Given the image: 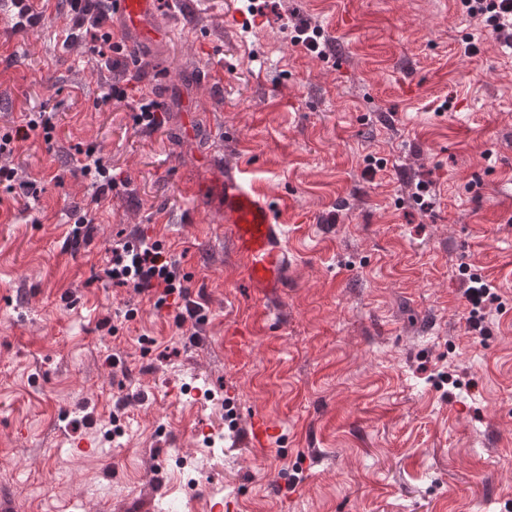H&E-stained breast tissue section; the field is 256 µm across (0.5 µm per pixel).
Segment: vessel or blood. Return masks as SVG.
<instances>
[{
	"mask_svg": "<svg viewBox=\"0 0 512 512\" xmlns=\"http://www.w3.org/2000/svg\"><path fill=\"white\" fill-rule=\"evenodd\" d=\"M157 6L158 0H112L113 21L127 45H159L176 36L173 24L160 22ZM208 188L232 234L249 287L261 299L276 293L286 282L288 270L284 226L270 197L234 168L212 177ZM277 432V425L265 415H254V447H269Z\"/></svg>",
	"mask_w": 512,
	"mask_h": 512,
	"instance_id": "1",
	"label": "vessel or blood"
}]
</instances>
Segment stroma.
<instances>
[{
  "instance_id": "obj_1",
  "label": "stroma",
  "mask_w": 512,
  "mask_h": 512,
  "mask_svg": "<svg viewBox=\"0 0 512 512\" xmlns=\"http://www.w3.org/2000/svg\"><path fill=\"white\" fill-rule=\"evenodd\" d=\"M160 17L178 36L109 69L66 41V0L23 28L0 0V131L55 124L10 159L37 200L0 189V512H512V51L458 0ZM301 22L324 55L292 43ZM90 145L121 183L73 251ZM213 160L278 208L288 285L270 298L203 191ZM139 234L180 259L204 322L112 286L113 246ZM463 263L502 297L485 336L465 330ZM231 329L250 338L237 361ZM258 412L281 430L261 455ZM138 111L135 115V121L138 125L146 128H155L160 121L159 113L161 105L156 101L149 99L147 95H142L138 104Z\"/></svg>"
}]
</instances>
